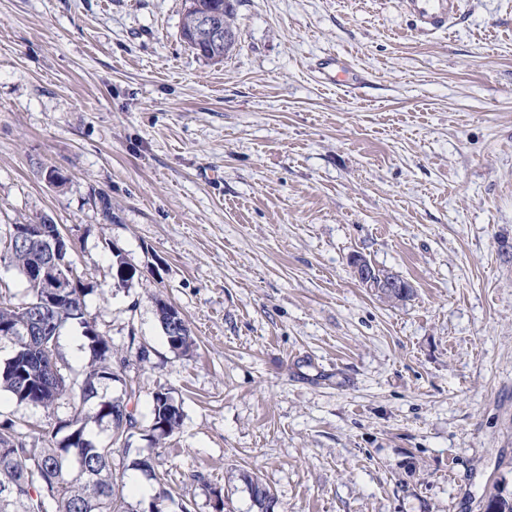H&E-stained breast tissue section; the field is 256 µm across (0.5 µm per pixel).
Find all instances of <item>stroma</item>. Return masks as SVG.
Listing matches in <instances>:
<instances>
[{
  "label": "stroma",
  "mask_w": 512,
  "mask_h": 512,
  "mask_svg": "<svg viewBox=\"0 0 512 512\" xmlns=\"http://www.w3.org/2000/svg\"><path fill=\"white\" fill-rule=\"evenodd\" d=\"M184 8L0 0V228L60 225L97 330L147 352L128 446L156 473L129 472L126 502L258 512L251 473L274 512L511 499L512 0H462L432 35L402 0H237L216 63L181 40ZM329 55L364 83L323 79ZM357 254L413 297L362 287ZM160 386L184 411L163 448ZM69 416L0 391L28 440ZM170 305V304H169ZM170 309L177 310L174 306L170 305ZM168 309L169 314L171 315V323L169 324L165 318H163V323L159 320L161 328L163 330L164 335L167 338L168 344L170 348L173 351L180 352V353H186L189 351L193 346V340L190 336L189 328L186 324V321L183 318V325L181 327V330L183 331L182 335H177L179 333V327H180V318L181 315H174L173 311ZM169 328H172L174 335L178 336V340L171 342L170 338L172 336V333L169 331ZM168 401H173L179 405L180 414L178 416H168ZM180 402L176 401L171 395L169 389L159 387L153 396V406L151 410V418L149 431L156 444L163 443L164 440L172 436L182 425L183 409ZM163 421L165 426L159 424Z\"/></svg>",
  "instance_id": "35a3bbf8"
}]
</instances>
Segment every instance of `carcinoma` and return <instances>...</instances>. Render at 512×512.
Listing matches in <instances>:
<instances>
[{
  "label": "carcinoma",
  "instance_id": "carcinoma-1",
  "mask_svg": "<svg viewBox=\"0 0 512 512\" xmlns=\"http://www.w3.org/2000/svg\"><path fill=\"white\" fill-rule=\"evenodd\" d=\"M186 9L181 27V37L191 43V31L200 16L213 14L220 18L228 30H233L231 20L234 5L230 0H185ZM29 255L11 253L0 248V264L25 275ZM90 288L74 287L49 317L47 331L29 337L17 334L7 337L12 353L0 364V389L13 395L20 405L54 409L67 401L71 409L63 426L70 429L62 440L58 432L42 434V446L27 443L12 422L0 424V437L14 441L15 447H0V512H129L120 487L126 471L139 470L155 473L147 458L128 459L127 436L137 428L135 416L123 418L122 409L127 403L122 399H104L99 390L112 381H122L134 396L137 383L122 379L120 374L129 364L123 351L112 346V341L99 333L88 310L86 297ZM25 317L22 308L11 301L0 299V324L18 325ZM76 323L83 329L90 352L89 362L81 381H73L65 373L66 363L62 353H57L61 380L50 379L49 370L35 375L30 372L43 347H59L62 327ZM174 400L171 392L160 387L153 396L149 431L155 443L160 444L172 436L182 425L183 414L168 415V402ZM117 416L108 443L97 446L86 429L90 423H103ZM126 459L122 469L113 468L115 455ZM25 480L28 490L17 496L12 491L14 483ZM245 480L254 493V502L263 508L270 491L256 478L247 475Z\"/></svg>",
  "mask_w": 512,
  "mask_h": 512
}]
</instances>
